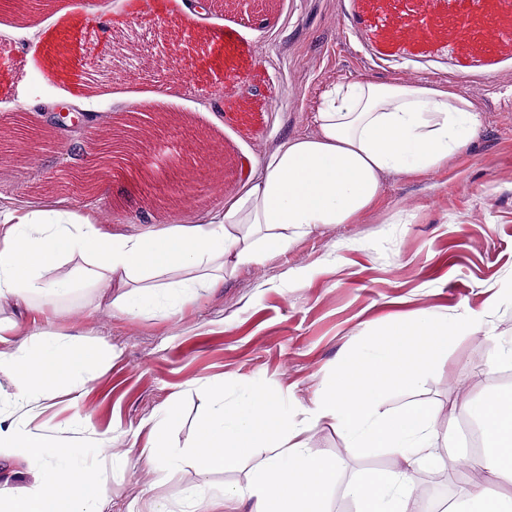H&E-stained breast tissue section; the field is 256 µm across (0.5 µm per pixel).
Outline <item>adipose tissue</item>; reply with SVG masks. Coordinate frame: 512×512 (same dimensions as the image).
Returning <instances> with one entry per match:
<instances>
[{"label": "adipose tissue", "instance_id": "ef3b65f1", "mask_svg": "<svg viewBox=\"0 0 512 512\" xmlns=\"http://www.w3.org/2000/svg\"><path fill=\"white\" fill-rule=\"evenodd\" d=\"M483 119L459 82L362 76L326 84L309 111L311 133L283 137L251 160L220 209L109 238L71 208L0 209V299L13 300L24 316L0 325V366L13 367L11 402L25 410L18 419L0 413V449L13 457L44 449L40 484L0 482V512H15L20 498L29 512H50L52 502L62 512H104L107 505L106 485L86 458L108 457L109 448L44 446L30 427L58 381L77 390L83 373L101 366L94 353L76 352L66 335L40 328L43 301L68 302L80 288H115L114 303L127 314L174 310L195 289L218 287L226 269L266 261L323 227L357 223L387 177L439 171L470 143ZM76 257L81 264L74 274L59 273ZM462 326L456 319L438 324L420 317L391 329L388 338H365L299 421L254 380L240 383L229 405L223 389L214 390L196 456L225 463L255 448L268 455L245 485L190 489L189 512H223L228 500L249 503V512H327L325 492L335 470L310 455L303 437L323 422L345 430L350 447L368 454L385 448L394 458L386 479L348 484L355 512H424L415 475L436 470L456 480L465 456L453 449L438 453L435 410L403 420L382 411L379 399L388 374L407 386L424 380ZM479 426L482 486L451 512H512V397L489 391Z\"/></svg>", "mask_w": 512, "mask_h": 512}]
</instances>
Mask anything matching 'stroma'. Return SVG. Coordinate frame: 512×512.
<instances>
[{"label":"stroma","instance_id":"stroma-1","mask_svg":"<svg viewBox=\"0 0 512 512\" xmlns=\"http://www.w3.org/2000/svg\"><path fill=\"white\" fill-rule=\"evenodd\" d=\"M374 2L273 0L263 10L244 0L189 15L181 0H53L24 14L0 0V115L45 121L76 98L86 111L122 113L135 98L143 114L171 122L89 198L44 187L77 133L53 148L23 144L0 155L1 204L86 210L107 235L213 209L214 185L234 190L250 160L284 136L311 133L308 109L327 83L457 77L484 108L477 137L449 166L388 179L359 223L325 227L286 254L225 273L220 287L199 289L174 315L125 314L105 307L96 288L50 307L52 332L73 334L107 364L32 426L49 444L109 446L110 456L94 462L108 485L106 512L156 504L179 512L193 486L247 483L262 451L224 467L202 466L193 454L211 388L223 387L230 403L241 381L255 379L292 407L311 405L363 337L421 316L479 321L449 339L419 386L390 378L382 410H437L443 451L466 440V403L492 389L512 392V363L499 358L512 345V50L474 47L498 2L431 0L436 37L401 42L386 37L393 8ZM462 14L470 31L447 37ZM168 405L177 415L163 442L180 464L162 473L140 452ZM76 412L86 426L58 430ZM306 439L312 456L336 466L328 512H341L352 479L391 466L388 451L360 454L329 423Z\"/></svg>","mask_w":512,"mask_h":512}]
</instances>
